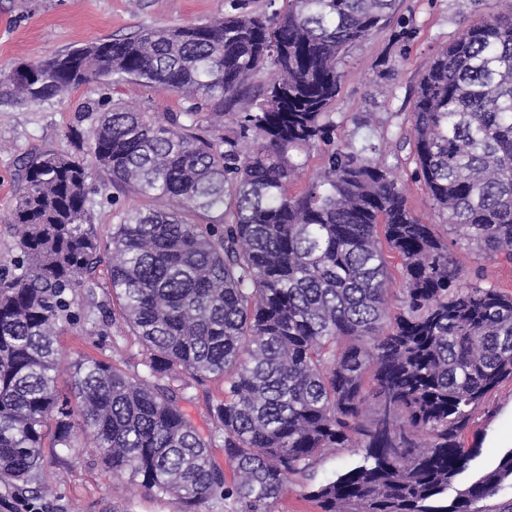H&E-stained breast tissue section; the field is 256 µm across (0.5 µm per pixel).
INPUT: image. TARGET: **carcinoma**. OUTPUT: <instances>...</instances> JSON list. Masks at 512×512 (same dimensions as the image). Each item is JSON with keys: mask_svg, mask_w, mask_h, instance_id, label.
Segmentation results:
<instances>
[{"mask_svg": "<svg viewBox=\"0 0 512 512\" xmlns=\"http://www.w3.org/2000/svg\"><path fill=\"white\" fill-rule=\"evenodd\" d=\"M393 2L286 0L274 19L140 28L24 63V75L0 68L9 105L112 76L190 102L160 114L101 101L94 166L54 150L23 163L17 254L0 265V483L16 497L44 498L49 434L185 512H273L338 448L362 458L310 492L320 512H481L512 480L510 450L455 487L474 411L512 380V295L450 250L512 264V4L464 29L418 85L412 150L450 242L412 214L381 147L334 141L338 65ZM313 147L320 170L296 190L297 153ZM95 168L118 218L105 242L88 208ZM111 188L154 205L129 208ZM74 325L92 338L117 329L120 356L135 337L140 359H76L59 394L57 336ZM214 380L224 391L201 428L187 391Z\"/></svg>", "mask_w": 512, "mask_h": 512, "instance_id": "obj_1", "label": "carcinoma"}]
</instances>
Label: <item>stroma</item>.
Segmentation results:
<instances>
[{
	"instance_id": "obj_1",
	"label": "stroma",
	"mask_w": 512,
	"mask_h": 512,
	"mask_svg": "<svg viewBox=\"0 0 512 512\" xmlns=\"http://www.w3.org/2000/svg\"><path fill=\"white\" fill-rule=\"evenodd\" d=\"M284 7V0H0V68L45 60L143 26H178L237 11L269 14ZM493 12L491 0H399L389 24L354 44L339 65L341 89L333 107L337 143L368 139L383 144L385 160L402 183L411 212L426 224L439 223L440 217L415 174L409 138L416 90L434 54ZM103 96L152 112H179L186 106L166 87L114 78L29 106L0 105V264L15 253L8 221L23 159L48 149L88 158L87 143L71 140L68 133L74 129L90 135L95 115L87 106ZM453 256L467 274H479L484 283L512 295V265L461 248L454 249ZM58 345L69 356L58 370L63 390L70 384L71 359L112 357L111 337L90 341L79 325L62 330ZM464 442L477 453L457 479L460 489L512 449L511 381L502 383L475 410ZM361 455L358 448L325 454L305 485L290 487L275 503L274 512H319L309 491L355 466ZM43 457L38 482L49 490L43 512L183 510L176 498H157L138 482L114 479L92 449L75 456L47 445Z\"/></svg>"
}]
</instances>
